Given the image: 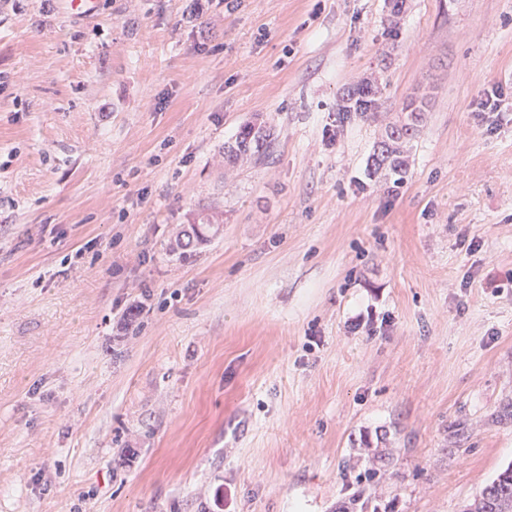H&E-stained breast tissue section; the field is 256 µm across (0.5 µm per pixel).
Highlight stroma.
Instances as JSON below:
<instances>
[{
    "label": "stroma",
    "mask_w": 512,
    "mask_h": 512,
    "mask_svg": "<svg viewBox=\"0 0 512 512\" xmlns=\"http://www.w3.org/2000/svg\"><path fill=\"white\" fill-rule=\"evenodd\" d=\"M494 86L512 0H0V512H341L367 471L371 512H463L512 465ZM381 94L379 86L370 82L361 83L354 87L346 99L349 105H344L340 112L350 115L352 112L360 116H367L378 108V95ZM407 120L400 125L391 126L386 130L385 139L380 142L374 151L371 159V165L375 170L387 169L394 176V182L397 184L404 178L408 167V156L405 155L404 144L412 138L417 131L421 119V113L424 112L423 104L416 105L411 101L405 106ZM273 136L272 128L249 122L241 126L233 142L224 144V159L235 164L244 157L255 155Z\"/></svg>",
    "instance_id": "1"
}]
</instances>
